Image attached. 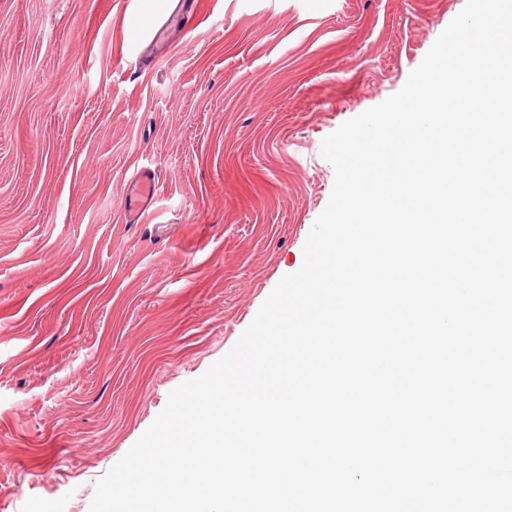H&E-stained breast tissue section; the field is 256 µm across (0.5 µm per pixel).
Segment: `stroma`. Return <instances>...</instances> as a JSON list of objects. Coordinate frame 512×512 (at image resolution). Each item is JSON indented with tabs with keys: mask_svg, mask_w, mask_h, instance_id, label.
<instances>
[{
	"mask_svg": "<svg viewBox=\"0 0 512 512\" xmlns=\"http://www.w3.org/2000/svg\"><path fill=\"white\" fill-rule=\"evenodd\" d=\"M466 0H0V512H89L298 271L339 126ZM158 184L131 221L142 171ZM184 18V13L182 11H178L176 14L170 16L168 20L163 22L162 24H156L150 28H156L152 40L150 41V45H153L158 51H165L171 45L170 42V31L173 26H177L182 19Z\"/></svg>",
	"mask_w": 512,
	"mask_h": 512,
	"instance_id": "stroma-1",
	"label": "stroma"
}]
</instances>
